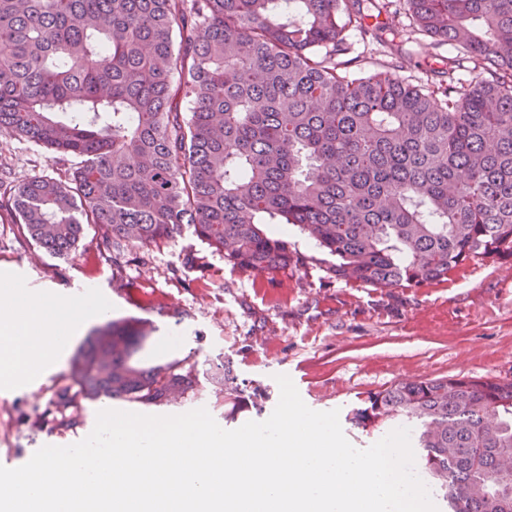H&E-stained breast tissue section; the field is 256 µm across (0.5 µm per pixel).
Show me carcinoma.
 <instances>
[{"label": "carcinoma", "instance_id": "cac0c4a2", "mask_svg": "<svg viewBox=\"0 0 512 512\" xmlns=\"http://www.w3.org/2000/svg\"><path fill=\"white\" fill-rule=\"evenodd\" d=\"M361 0H0V126L78 159L12 197L36 246L67 257L190 228L234 270L302 258L263 224H292L338 280L392 288L466 260L512 261V0H404L411 32L457 51L448 80L354 75ZM479 75L458 85L457 72ZM132 320L93 329L69 375L90 401L169 406L204 392L187 359L146 363ZM224 401L244 390L210 374ZM400 418L448 512H512V382L442 377L367 395L365 431Z\"/></svg>", "mask_w": 512, "mask_h": 512}]
</instances>
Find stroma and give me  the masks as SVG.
<instances>
[{"mask_svg":"<svg viewBox=\"0 0 512 512\" xmlns=\"http://www.w3.org/2000/svg\"><path fill=\"white\" fill-rule=\"evenodd\" d=\"M400 6L393 0L390 10L371 18V35L347 31L354 54L395 64L396 53L380 41L407 24ZM406 49L413 59L401 77L438 81L436 58L448 55L447 46L424 37ZM73 166L0 128V280L72 304L93 286L111 305L112 318L140 322L149 337L145 360L188 359L205 382L220 358L250 393L235 411L210 390L168 407V414L203 407L227 430L266 420L279 400L276 377L284 374L308 407L338 410L346 438L365 449L384 436L350 421L369 393L445 376L512 380V281L501 278L499 263L473 259L438 281L374 288L330 278L332 256L297 227L279 224L266 225L267 234L286 235L303 263L261 277L231 269L223 253L188 228L172 240L129 247L115 262L97 251L90 225L75 255L54 257L28 238L7 200L30 179H64ZM119 285L134 289L132 299L113 295ZM265 336L270 345H262ZM63 392L72 395L65 408L58 404ZM105 407L77 395L64 364L22 392L0 391V465L16 468L43 446L81 441ZM65 413L76 416L75 426H59Z\"/></svg>","mask_w":512,"mask_h":512,"instance_id":"1","label":"stroma"}]
</instances>
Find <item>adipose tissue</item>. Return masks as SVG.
<instances>
[{
    "label": "adipose tissue",
    "mask_w": 512,
    "mask_h": 512,
    "mask_svg": "<svg viewBox=\"0 0 512 512\" xmlns=\"http://www.w3.org/2000/svg\"><path fill=\"white\" fill-rule=\"evenodd\" d=\"M92 289L69 304L28 294L21 286L0 284V389L24 388L47 377L56 357L72 344L76 324L86 316H106Z\"/></svg>",
    "instance_id": "adipose-tissue-1"
}]
</instances>
